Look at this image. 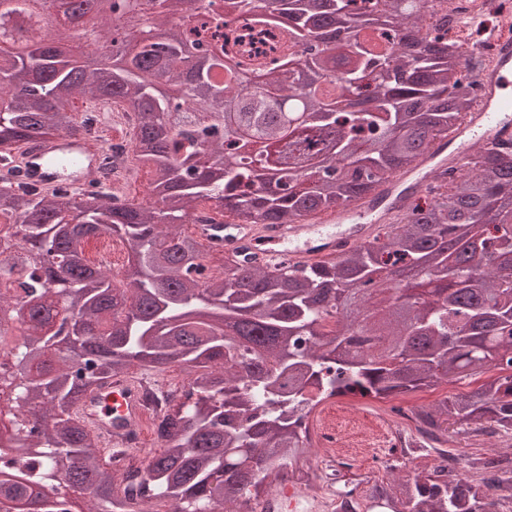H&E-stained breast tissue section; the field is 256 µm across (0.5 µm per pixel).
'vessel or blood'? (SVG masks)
Returning a JSON list of instances; mask_svg holds the SVG:
<instances>
[{"label": "vessel or blood", "mask_w": 512, "mask_h": 512, "mask_svg": "<svg viewBox=\"0 0 512 512\" xmlns=\"http://www.w3.org/2000/svg\"><path fill=\"white\" fill-rule=\"evenodd\" d=\"M492 63L478 72L481 94L471 112L424 155L421 163L386 182L378 201L353 202L338 211L314 217L307 224L245 225L235 237L224 234L220 224H198L194 231L209 251L247 255L270 264L285 257L292 264H314L372 240L378 224L397 219L413 201L426 193L439 170L458 166L474 145L495 147L512 143V36L492 33ZM16 159L24 166L27 182L40 190L63 186L86 188L101 165L102 156L82 135H63L51 141L23 143ZM137 380L113 379L111 385L76 406L81 423L93 430L101 447L130 446L139 407ZM278 512H308L305 496L291 484L281 483L272 497Z\"/></svg>", "instance_id": "obj_1"}]
</instances>
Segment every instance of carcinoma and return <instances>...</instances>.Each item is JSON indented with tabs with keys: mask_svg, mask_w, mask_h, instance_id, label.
Wrapping results in <instances>:
<instances>
[{
	"mask_svg": "<svg viewBox=\"0 0 512 512\" xmlns=\"http://www.w3.org/2000/svg\"><path fill=\"white\" fill-rule=\"evenodd\" d=\"M141 39L120 61L88 67L58 59L54 37L0 57V142L50 140L80 130L76 96L136 116L131 152L151 169V205L114 194L36 192L0 177V226L21 261L0 263V310L23 305L0 386L13 393L14 433L0 443V495L43 491L39 512H250L271 477L299 470L306 417L323 398H388L492 371L470 392L415 413L417 457L433 473L376 487L366 512H497L512 503V457L469 459L485 480L458 478L439 446L456 434L512 438V147H482L432 202L412 206L372 242L332 259L276 269L204 253L182 224L210 223L206 202L236 224H301L373 194L412 167L469 111L461 53L424 31L447 0H224L215 28L242 16L277 32L267 49L220 46L187 71L158 40L168 16L197 0H120ZM96 45L111 35L93 10ZM28 72L16 91L14 72ZM188 92L176 94L175 88ZM299 115L283 124L273 112ZM262 140L253 150L240 130ZM116 234L128 245L122 287L88 263L85 244ZM400 267L412 280L391 279ZM181 364L178 412L163 419L145 461L140 501L124 472L98 460V439L74 407L136 366ZM37 409L41 422L30 425Z\"/></svg>",
	"mask_w": 512,
	"mask_h": 512,
	"instance_id": "cac0c4a2",
	"label": "carcinoma"
}]
</instances>
